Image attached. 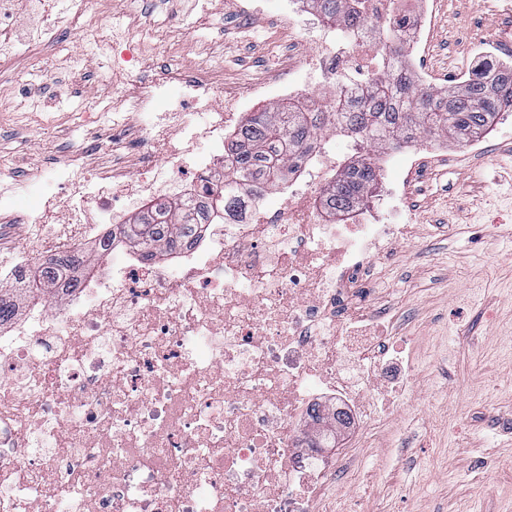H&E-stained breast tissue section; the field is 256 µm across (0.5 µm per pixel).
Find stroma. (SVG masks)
I'll use <instances>...</instances> for the list:
<instances>
[{
    "instance_id": "stroma-1",
    "label": "stroma",
    "mask_w": 512,
    "mask_h": 512,
    "mask_svg": "<svg viewBox=\"0 0 512 512\" xmlns=\"http://www.w3.org/2000/svg\"><path fill=\"white\" fill-rule=\"evenodd\" d=\"M275 0L241 15L233 0H94L91 29L111 24L151 35L142 78L160 66L222 73L246 86L249 59L279 73L285 51L268 44ZM189 38L173 44L168 19ZM485 39L512 32L504 0H437L426 50L413 68L446 90L449 68L469 51L463 22ZM59 65L63 94L40 93L41 71ZM123 83L88 42L65 35L0 74V186L17 205L39 202L44 175L70 163L67 148L86 126L87 92L98 121L132 126L141 113L112 111ZM483 154L456 141L420 144L423 164L410 176L416 234L391 247L359 283L364 298L383 294L403 353L415 363L410 383L380 399L375 429L348 450L357 477L336 475L325 497L331 512H512V112L483 134Z\"/></svg>"
}]
</instances>
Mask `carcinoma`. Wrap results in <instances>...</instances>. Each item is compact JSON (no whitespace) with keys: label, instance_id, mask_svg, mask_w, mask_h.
Here are the masks:
<instances>
[{"label":"carcinoma","instance_id":"carcinoma-1","mask_svg":"<svg viewBox=\"0 0 512 512\" xmlns=\"http://www.w3.org/2000/svg\"><path fill=\"white\" fill-rule=\"evenodd\" d=\"M310 2L328 21L338 20L349 27L372 24V18L364 15L365 0ZM388 25L392 31L380 57L391 65L368 85L357 111H348V102L338 94L334 112H309L303 105L288 101L246 113L224 146L231 159L232 179L257 193L283 182L302 149L335 129L350 135L357 150L364 153L345 164L319 196L318 203L328 216L342 217L377 184L379 173L371 155L380 150H400L414 141L478 137L499 113L512 111V66L491 81L476 73L446 91H438L419 84L408 69L396 64L404 53L401 18H393ZM241 205L238 194H228L221 179L219 186L205 188V194L195 199L143 207L129 223L121 225L120 232L144 257L152 258L191 238L215 213ZM58 265L60 261L53 258L34 263L25 274L24 295L42 303L50 300L55 294L53 267Z\"/></svg>","mask_w":512,"mask_h":512}]
</instances>
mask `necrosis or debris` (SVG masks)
I'll return each mask as SVG.
<instances>
[{"instance_id": "1", "label": "necrosis or debris", "mask_w": 512, "mask_h": 512, "mask_svg": "<svg viewBox=\"0 0 512 512\" xmlns=\"http://www.w3.org/2000/svg\"><path fill=\"white\" fill-rule=\"evenodd\" d=\"M28 2L21 22L16 0H0L1 73L29 48L86 30L91 0H68L60 14L57 0ZM276 13L294 48L282 74L256 73L245 90L168 66L140 80L143 36L93 38L124 79L113 108L150 116L134 129L147 175L134 184L120 165L106 177L52 169L56 198L22 221L57 230L15 249L0 282L98 241L141 198L200 193L223 173L224 139L256 102L330 112L383 71L373 34L326 24L304 0H278ZM338 162L316 146L276 209L246 199L167 261L126 254L54 307L0 325V512H326L323 492L343 460L307 447L302 423L336 411L372 423L376 390L414 371L390 356L393 324L361 298L358 278L379 246L413 235L391 218L415 153L387 157L386 206L325 224L316 199Z\"/></svg>"}]
</instances>
